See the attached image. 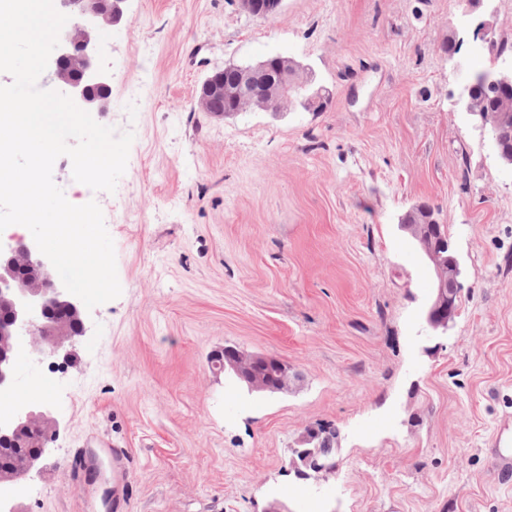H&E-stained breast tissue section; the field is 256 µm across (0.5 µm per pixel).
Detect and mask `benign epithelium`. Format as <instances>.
<instances>
[{
	"label": "benign epithelium",
	"mask_w": 512,
	"mask_h": 512,
	"mask_svg": "<svg viewBox=\"0 0 512 512\" xmlns=\"http://www.w3.org/2000/svg\"><path fill=\"white\" fill-rule=\"evenodd\" d=\"M126 0H55L58 11L70 16L62 29L59 45L53 51L48 70L49 80L63 94L87 112L109 111L111 86L98 62L99 31L112 27L124 18ZM249 15L268 19L278 13L282 0H238ZM270 59L288 61L289 71L298 81H272L265 84L264 94L257 96L246 91L259 74H268V62L238 68L239 89L234 94L235 112H272L279 114L292 108L313 112L323 100V88L315 87L310 68L282 54ZM512 90V62L497 68L487 82L485 93L495 97ZM223 71L216 70L202 81L196 93L198 108L217 118L225 116L220 103L224 102ZM463 111L480 118L495 152L504 165L512 164L506 153L512 142V100L504 102L497 112L484 109L480 100L466 85L458 99ZM439 222L421 204L413 207L401 219V227L410 234L416 230L433 232ZM432 267L436 280L433 297L426 309L425 319L435 331L448 330L457 314L460 297V267L451 251L449 238L431 235L429 244L421 249ZM0 390L10 389L15 381V369L20 350L28 347L43 354L59 352L69 356L73 347L84 337L86 327L81 305L65 290L50 261L38 250L36 243L24 236L11 235L0 241ZM212 365L243 380L250 389L259 392L286 393L290 381L288 363L270 356H245L232 348L215 353ZM57 421L42 411H21L12 419L0 420V441L10 443L22 452L14 456L9 467L0 468V483L18 484L39 470L46 454L47 443L56 431ZM41 429L45 437L38 452L28 454L32 431ZM330 445L323 442L317 448H306L299 456L317 472L333 468L328 462Z\"/></svg>",
	"instance_id": "7a95c632"
}]
</instances>
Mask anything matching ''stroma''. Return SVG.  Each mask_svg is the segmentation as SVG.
<instances>
[{"mask_svg": "<svg viewBox=\"0 0 512 512\" xmlns=\"http://www.w3.org/2000/svg\"><path fill=\"white\" fill-rule=\"evenodd\" d=\"M467 0H126L100 39L98 123L133 131L96 201L121 295L85 314L70 365L26 355L14 390L51 413L42 470L0 484L25 512H512V169L456 106L486 55ZM282 53L325 111H199L205 76ZM448 226L461 306L400 226ZM132 211L139 223L123 224ZM227 346L288 362L284 394L213 373ZM334 432V468L298 457ZM241 9L249 15L268 19L278 13L282 0H265V2H257V0H238ZM262 4V5H260ZM439 224L440 221L431 219L430 212L423 204L413 207L401 219V227L415 238L417 229L425 233L432 231L429 244L420 248L436 277L433 297L426 309L425 319L430 328L444 332L448 330L449 323L457 314L461 284L458 279L459 262L451 251L449 238L435 235V229ZM441 225V231L448 234L447 224Z\"/></svg>", "mask_w": 512, "mask_h": 512, "instance_id": "35a3bbf8", "label": "stroma"}]
</instances>
